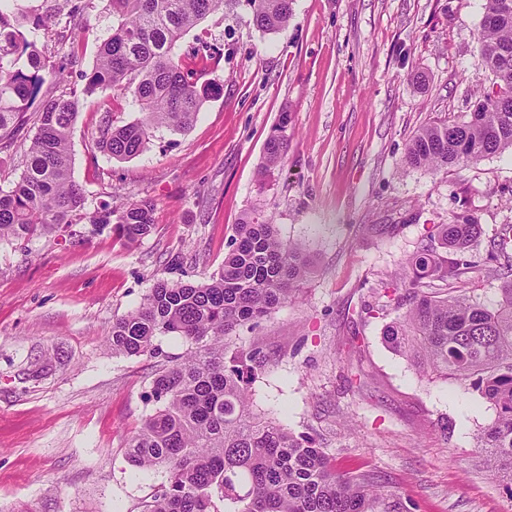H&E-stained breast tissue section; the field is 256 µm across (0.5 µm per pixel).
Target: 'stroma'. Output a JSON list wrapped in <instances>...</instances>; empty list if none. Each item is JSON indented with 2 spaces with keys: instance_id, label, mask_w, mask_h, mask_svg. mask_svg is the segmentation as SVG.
I'll return each mask as SVG.
<instances>
[{
  "instance_id": "stroma-1",
  "label": "stroma",
  "mask_w": 512,
  "mask_h": 512,
  "mask_svg": "<svg viewBox=\"0 0 512 512\" xmlns=\"http://www.w3.org/2000/svg\"><path fill=\"white\" fill-rule=\"evenodd\" d=\"M286 28L265 34L245 0L208 16L178 43H206L216 94L190 129L160 128L118 161L96 144L102 117L139 116L131 96H80L72 174L83 188L82 240L37 235L0 245V512H141L166 479L127 457L155 413L161 364L113 353L112 324L157 279L201 283L224 264L249 210L273 216L312 273L297 300L227 340L268 359L248 386L256 413L322 448L338 472L387 490L375 512H512V493L475 453L496 410L466 386L429 382L384 343L394 308L378 292L428 228L471 220L484 233L467 255L465 288L490 304L499 280L486 253L512 224V154L448 171L404 168L421 126L468 119L492 74L477 59L484 0H294ZM40 15L44 27L33 28ZM78 61L44 85L70 91L112 33L109 0H89ZM13 23L48 68L66 43V12L15 0ZM288 118V158L259 179L265 143ZM149 201L155 226L127 244L89 218L108 203ZM393 224L379 237L368 225Z\"/></svg>"
}]
</instances>
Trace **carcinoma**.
<instances>
[{
    "label": "carcinoma",
    "instance_id": "1",
    "mask_svg": "<svg viewBox=\"0 0 512 512\" xmlns=\"http://www.w3.org/2000/svg\"><path fill=\"white\" fill-rule=\"evenodd\" d=\"M233 0H111L112 36L84 75L83 93L130 94L140 117L121 127L105 120L97 144L108 156L128 160L146 148L153 130H186L208 90L198 71L175 53L176 44L208 15ZM253 25L276 33L293 16L294 0H248ZM478 62L494 77L479 92L466 121H439L409 141L405 165L436 172L464 168L483 158L512 153V0H486L478 37ZM46 64L35 43L10 23L0 2V147L8 148L25 126V113L46 81ZM78 91L47 99L27 148L26 168L10 190L0 189V243L69 228L84 208V193L71 175L70 138ZM288 121L268 137L260 178L288 155ZM147 201L122 208L101 206L95 225H113L133 244L154 226ZM482 226L440 224L437 233L401 265L396 280L405 288L401 310L383 330L396 354L430 381L468 386L496 409L492 426L478 438L486 469L512 491V225L493 239L489 272H504L499 298L489 306L457 289L442 294L436 281L462 283L472 269L466 254ZM438 242L445 253L437 252ZM310 274L302 248L279 236L274 219L256 211L235 225L224 266L202 283L156 281L140 305L116 319L108 338L112 353L156 357L155 339L177 335L186 352L153 381L160 403L131 437L129 455L140 469L163 466L162 483L142 512H374L382 497L363 475L336 472L320 448L306 445L287 428L254 412L243 386V370L254 376L267 357L258 346L225 358L224 339L256 325L300 293Z\"/></svg>",
    "mask_w": 512,
    "mask_h": 512
}]
</instances>
